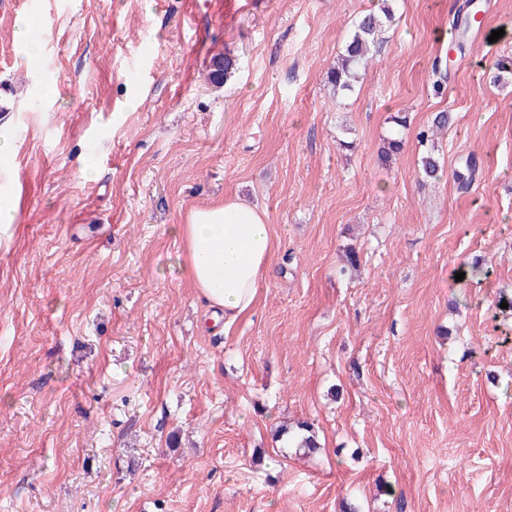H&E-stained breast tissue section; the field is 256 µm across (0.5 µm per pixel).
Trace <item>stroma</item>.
<instances>
[{
  "instance_id": "stroma-1",
  "label": "stroma",
  "mask_w": 512,
  "mask_h": 512,
  "mask_svg": "<svg viewBox=\"0 0 512 512\" xmlns=\"http://www.w3.org/2000/svg\"><path fill=\"white\" fill-rule=\"evenodd\" d=\"M481 2L452 58L456 0H391L337 98L326 72L378 0H0V512H512V82L483 77L512 0ZM231 197L266 210L274 255L213 331L169 228ZM476 258L489 276L456 280ZM301 422L308 455L280 434ZM479 175V166L475 159L467 158L459 163L452 170V179L457 184L458 189L468 192L475 184Z\"/></svg>"
}]
</instances>
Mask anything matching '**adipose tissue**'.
<instances>
[{"label":"adipose tissue","mask_w":512,"mask_h":512,"mask_svg":"<svg viewBox=\"0 0 512 512\" xmlns=\"http://www.w3.org/2000/svg\"><path fill=\"white\" fill-rule=\"evenodd\" d=\"M181 239L184 262L198 295L232 324L250 311L268 267L274 240L265 210L237 199L191 209L171 227Z\"/></svg>","instance_id":"obj_1"}]
</instances>
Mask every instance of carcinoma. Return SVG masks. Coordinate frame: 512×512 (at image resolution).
<instances>
[{"instance_id":"obj_1","label":"carcinoma","mask_w":512,"mask_h":512,"mask_svg":"<svg viewBox=\"0 0 512 512\" xmlns=\"http://www.w3.org/2000/svg\"><path fill=\"white\" fill-rule=\"evenodd\" d=\"M479 10L480 6H473L471 0H465L457 7L449 24L451 38L454 39V47L461 53L465 50L469 33L475 27L473 16ZM392 19L393 13L388 5V0H383L379 11L364 13L355 21L340 60L329 71L328 82L334 95L341 96L354 89L355 84L359 82L361 71L368 68L373 59V49L379 41V36ZM235 66L236 61L230 57L214 58L211 70L212 81L218 85L222 84L224 79L233 73ZM488 75L490 76V82L495 85L501 84L509 78L512 79V56L497 58L488 67ZM403 146L404 142L398 137L393 136L385 139L380 148V159L385 162L390 161L401 153ZM419 173L421 178L426 181L440 178L443 168L434 151L430 150L421 157ZM478 175L479 166L473 158L460 162L452 170L453 181L457 184L458 189L464 192L473 187ZM298 430L296 447L305 450L317 448L313 429L309 423H301Z\"/></svg>"}]
</instances>
